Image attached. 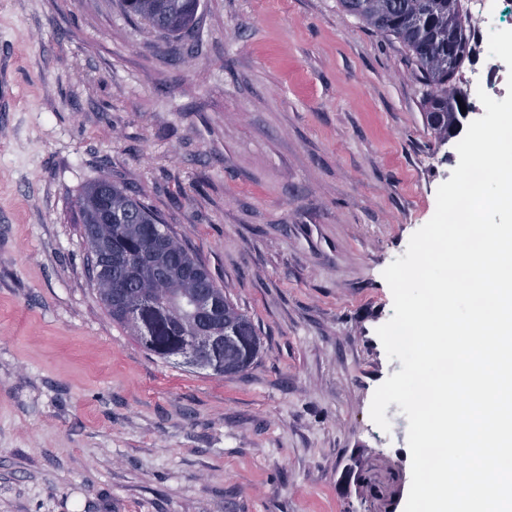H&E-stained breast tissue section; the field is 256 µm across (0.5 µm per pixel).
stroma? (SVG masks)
<instances>
[{
	"instance_id": "stroma-1",
	"label": "stroma",
	"mask_w": 512,
	"mask_h": 512,
	"mask_svg": "<svg viewBox=\"0 0 512 512\" xmlns=\"http://www.w3.org/2000/svg\"><path fill=\"white\" fill-rule=\"evenodd\" d=\"M406 48L339 0H0V512H404L384 270L451 177ZM247 312L224 377L150 355L96 297L75 201L101 175ZM123 11L155 31L185 36L196 23L200 0H120Z\"/></svg>"
}]
</instances>
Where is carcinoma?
Listing matches in <instances>:
<instances>
[{
  "label": "carcinoma",
  "mask_w": 512,
  "mask_h": 512,
  "mask_svg": "<svg viewBox=\"0 0 512 512\" xmlns=\"http://www.w3.org/2000/svg\"><path fill=\"white\" fill-rule=\"evenodd\" d=\"M123 11L155 31L184 36L196 23L200 0H120ZM345 11L397 39L415 60L426 87L424 115L440 139L450 135L470 107L469 93L455 87L459 69L471 51V31L462 0H339ZM75 207L91 263V283L112 322L128 330L145 350L165 361L182 356L192 334L189 276L206 273L225 319L237 341L228 355L249 367L260 340L252 319L238 311L209 270L167 229L157 237L152 226L161 218L126 189L101 175L76 199Z\"/></svg>",
  "instance_id": "obj_1"
}]
</instances>
